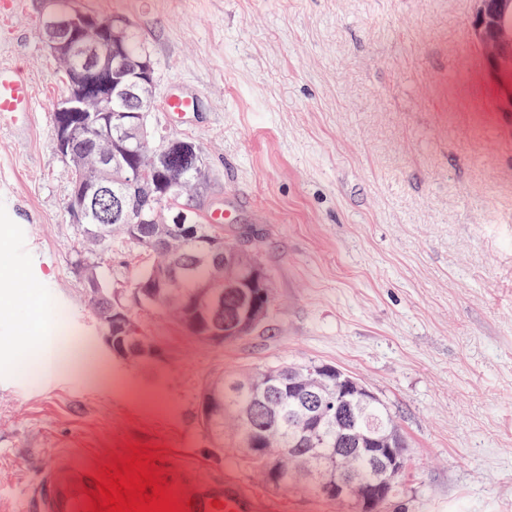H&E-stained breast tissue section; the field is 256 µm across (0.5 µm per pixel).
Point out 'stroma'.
I'll list each match as a JSON object with an SVG mask.
<instances>
[{
    "label": "stroma",
    "instance_id": "35a3bbf8",
    "mask_svg": "<svg viewBox=\"0 0 512 512\" xmlns=\"http://www.w3.org/2000/svg\"><path fill=\"white\" fill-rule=\"evenodd\" d=\"M133 26L154 68L152 124L193 142L204 213L265 269L267 319L214 348L136 312L162 366L115 360L79 260L128 287L149 258L89 245L66 208L53 135L61 67L39 37L51 0H17L0 62L36 110L0 126V512L25 507L60 452L102 470L150 446L160 478H224L265 512H351L305 483L274 490L216 448L197 403L228 370L335 365L391 409L407 466L382 512H512V127L469 30L476 0H72ZM186 97V112L166 111ZM50 297L76 362L8 368Z\"/></svg>",
    "mask_w": 512,
    "mask_h": 512
}]
</instances>
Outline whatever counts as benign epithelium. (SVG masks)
<instances>
[{"instance_id": "benign-epithelium-1", "label": "benign epithelium", "mask_w": 512, "mask_h": 512, "mask_svg": "<svg viewBox=\"0 0 512 512\" xmlns=\"http://www.w3.org/2000/svg\"><path fill=\"white\" fill-rule=\"evenodd\" d=\"M512 15V0H477L471 33L481 51L482 77L493 88L498 111L512 123V86L501 82L502 72L512 68V27L502 19ZM39 36L58 58L82 52L88 63L71 79L70 93L55 108L56 147L74 155L77 167L84 156H93L85 174L87 190L71 198L67 209L74 224H83L92 200L110 195L109 208L101 220L128 224L131 240L150 258L184 241L196 242V259L208 275L192 295L171 297L170 267L156 268L157 276L133 283L123 291L105 296L97 280H88L86 294L96 301L95 314L101 338L112 355L124 361L159 365L163 348L147 335L132 317L133 310L148 306L163 311L183 329L205 343L221 347L224 342L250 333L262 323L270 309L271 288L264 269L246 254L224 246V241L198 234L188 209L162 207L143 212L138 198L151 192V185L175 196L181 184L171 174L190 166L207 180L203 159L194 146L171 143L164 150L148 148L138 119L147 109L154 86L152 63L127 49V26L117 19L103 18L75 7L56 9L45 18ZM122 100V108L106 112L103 99ZM106 126L112 137L75 145L78 128L95 130ZM115 185L112 191L109 185ZM251 396L252 403L239 415L246 453H267L270 483L285 487L283 455L270 450L269 423L277 419L281 403V381L273 373L261 380L241 378L229 384L219 378L203 392L200 414L210 427L224 410V400L234 393ZM288 394L297 400L302 428L289 441L288 463L294 477L307 481L318 496L336 503H351L359 512H378L389 499L393 481L405 469L407 451L395 430L371 433L352 427L355 411L371 405L377 397L356 377L325 365L308 364L288 373ZM337 425L343 433L340 446L320 459L317 448L321 427ZM357 457L370 461L372 476L365 478L351 465Z\"/></svg>"}]
</instances>
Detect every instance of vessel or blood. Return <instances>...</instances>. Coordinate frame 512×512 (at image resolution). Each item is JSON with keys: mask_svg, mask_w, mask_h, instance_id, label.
Returning <instances> with one entry per match:
<instances>
[{"mask_svg": "<svg viewBox=\"0 0 512 512\" xmlns=\"http://www.w3.org/2000/svg\"><path fill=\"white\" fill-rule=\"evenodd\" d=\"M35 110L34 91L22 73L0 64V118H28ZM96 472L58 455L40 473L31 493L33 512H89L87 492ZM171 485L181 512H246L247 501L220 477H202L193 470L175 474Z\"/></svg>", "mask_w": 512, "mask_h": 512, "instance_id": "1", "label": "vessel or blood"}]
</instances>
